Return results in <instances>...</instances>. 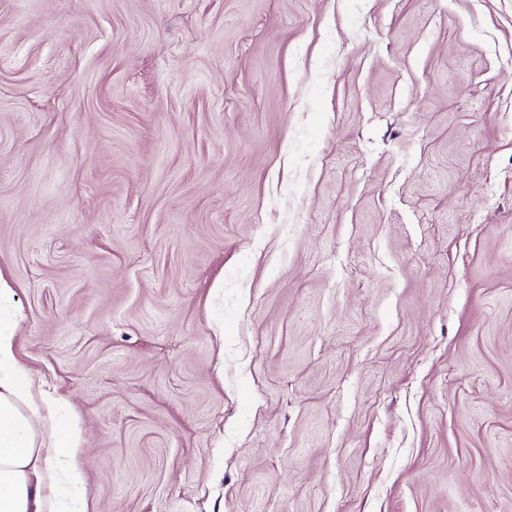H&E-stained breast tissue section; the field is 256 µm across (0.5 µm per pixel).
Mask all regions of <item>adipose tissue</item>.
Returning <instances> with one entry per match:
<instances>
[{
	"label": "adipose tissue",
	"mask_w": 512,
	"mask_h": 512,
	"mask_svg": "<svg viewBox=\"0 0 512 512\" xmlns=\"http://www.w3.org/2000/svg\"><path fill=\"white\" fill-rule=\"evenodd\" d=\"M12 303L0 280V512H72L55 489L83 482L73 464L81 431L62 420L68 401L45 396L18 359Z\"/></svg>",
	"instance_id": "obj_1"
}]
</instances>
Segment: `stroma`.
<instances>
[{
  "mask_svg": "<svg viewBox=\"0 0 512 512\" xmlns=\"http://www.w3.org/2000/svg\"><path fill=\"white\" fill-rule=\"evenodd\" d=\"M0 274L87 512H512V0H0Z\"/></svg>",
  "mask_w": 512,
  "mask_h": 512,
  "instance_id": "stroma-1",
  "label": "stroma"
}]
</instances>
